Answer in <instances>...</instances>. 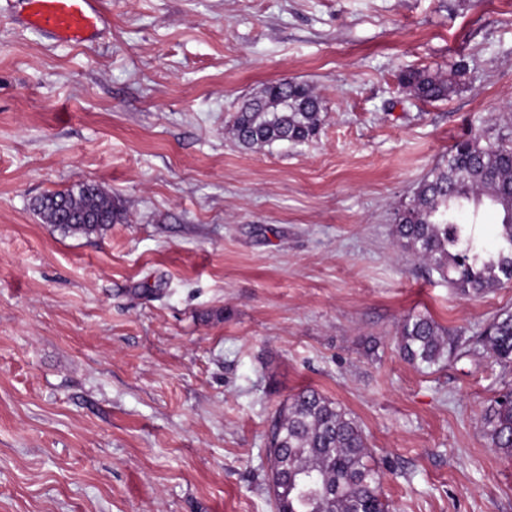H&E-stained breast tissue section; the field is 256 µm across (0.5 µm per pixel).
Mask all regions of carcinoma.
<instances>
[{
    "label": "carcinoma",
    "instance_id": "1",
    "mask_svg": "<svg viewBox=\"0 0 512 512\" xmlns=\"http://www.w3.org/2000/svg\"><path fill=\"white\" fill-rule=\"evenodd\" d=\"M401 83L423 100L448 96L454 83L426 70H408ZM321 100L305 84L269 83L236 112L239 145L298 144L315 137ZM474 133L458 140L446 161L419 184L412 202L395 213L399 245L443 276L462 295L478 297L505 278L512 280V146L481 144ZM39 212L67 233L91 234L121 219L112 197L93 183L42 196ZM491 208L501 218V244L492 254L460 222ZM403 361L416 369L481 351L512 364V312L496 316L477 336L465 337L431 316L410 313L398 326ZM481 429L497 451L512 456V389L486 407ZM268 456L275 512H389L380 494L381 471L367 439L349 413L318 390L306 388L280 407L270 430Z\"/></svg>",
    "mask_w": 512,
    "mask_h": 512
}]
</instances>
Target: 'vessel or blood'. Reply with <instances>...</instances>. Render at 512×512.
<instances>
[{
    "label": "vessel or blood",
    "instance_id": "1",
    "mask_svg": "<svg viewBox=\"0 0 512 512\" xmlns=\"http://www.w3.org/2000/svg\"><path fill=\"white\" fill-rule=\"evenodd\" d=\"M20 20L47 37L81 43L107 22L101 0H23Z\"/></svg>",
    "mask_w": 512,
    "mask_h": 512
}]
</instances>
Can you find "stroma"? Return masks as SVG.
I'll use <instances>...</instances> for the list:
<instances>
[{
    "mask_svg": "<svg viewBox=\"0 0 512 512\" xmlns=\"http://www.w3.org/2000/svg\"><path fill=\"white\" fill-rule=\"evenodd\" d=\"M86 43L0 0V512H273L267 433L310 386L353 416L390 512H512L480 428L512 366L405 363L401 318L473 335L512 281L460 295L398 244L454 141L512 139V0H102ZM416 98L407 69L449 75ZM323 105L301 145L242 148L269 83ZM122 212L74 235L45 193ZM401 83L413 94L423 100H436L448 97L454 89V83L426 70H408L401 74ZM37 208L49 224H56L64 232L73 234L102 230L122 216L112 197L93 183H81L76 188L46 194L39 199ZM65 211L71 214V220L62 219ZM85 215L96 216V224L84 223Z\"/></svg>",
    "mask_w": 512,
    "mask_h": 512,
    "instance_id": "35a3bbf8",
    "label": "stroma"
}]
</instances>
